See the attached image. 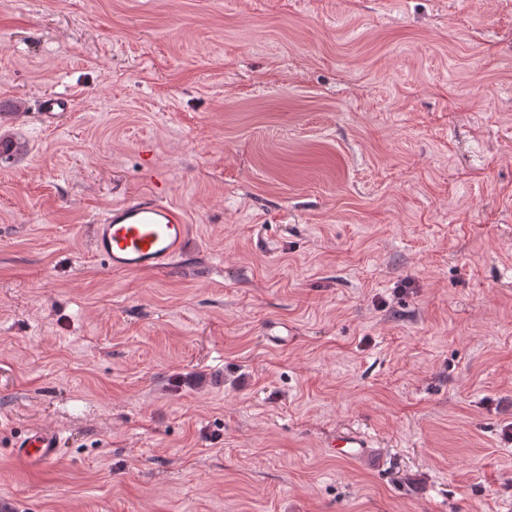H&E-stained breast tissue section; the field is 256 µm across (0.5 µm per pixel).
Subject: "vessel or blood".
<instances>
[{"mask_svg":"<svg viewBox=\"0 0 512 512\" xmlns=\"http://www.w3.org/2000/svg\"><path fill=\"white\" fill-rule=\"evenodd\" d=\"M189 232L184 209L157 188L98 215L93 221L91 248L115 272L159 270L174 263ZM61 446L57 432L38 428L17 441L13 452L25 463L48 464Z\"/></svg>","mask_w":512,"mask_h":512,"instance_id":"obj_1","label":"vessel or blood"}]
</instances>
